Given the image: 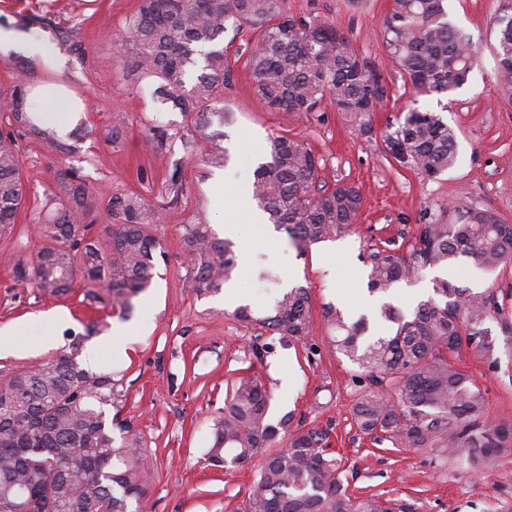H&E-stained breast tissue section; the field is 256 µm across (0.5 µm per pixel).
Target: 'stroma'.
<instances>
[{
    "mask_svg": "<svg viewBox=\"0 0 512 512\" xmlns=\"http://www.w3.org/2000/svg\"><path fill=\"white\" fill-rule=\"evenodd\" d=\"M140 0H0V20L12 19L28 36L45 41L65 60V75L83 99L82 131L66 152L48 150L35 135L22 142L20 162L27 177L28 199L18 222L25 232L14 242L0 240V374L22 371L48 361L67 342L68 332L97 323L85 343L84 360L98 372L122 375L128 390L125 416L133 419L150 457L145 512H243L255 479V464L215 468L205 460L212 425L224 413L226 389L244 375L264 380L272 393L271 423L287 420L289 432L327 430L341 461L342 475L357 494L412 499L417 512H512V455L498 458L492 475L481 478L457 468L438 469L427 451L373 441L355 425L352 408L363 390L357 365L329 343L324 313L339 308L347 321L364 309L356 298L367 291L369 255L381 248H407L420 212L431 203L491 208L512 224V82L500 73L494 55L491 21L512 13V0H445L449 21L479 50L467 83L451 95L424 94L405 85L385 54L382 20L392 0H285L288 13L335 27L362 57L373 62L391 87L390 98L376 112L373 131L356 124L330 102L304 115L271 112L253 92L255 79L237 63L224 109L233 123L224 138L198 141L196 162L182 177L184 197L168 205V166L147 153L154 124L180 130L188 117L160 104L156 80L122 72L114 39L136 13ZM38 65L23 55L0 54V91L29 87L41 80ZM440 113L454 128L458 160L448 171L427 177L396 166L383 149L381 133L388 119L405 107ZM123 113L120 137L112 135V116ZM302 137L320 160L318 185L350 183L359 187L363 207L355 228L329 242L296 247L270 224L249 223L254 207L250 184L264 162L274 133ZM227 151L224 164H208L204 155ZM80 169L100 195L139 194L162 205L163 222L155 235L168 262L141 296L130 317L110 303H91L82 282L63 295H48L17 284L4 258L7 248L35 253L40 241L31 226L53 186L58 168ZM210 225L216 235L225 226L235 251H248L249 263L234 276L236 292L256 317L272 306L279 292L308 288L314 334L304 341L281 336L237 320L235 303L223 293H204L183 268L182 240L189 225ZM279 277L264 280L263 272ZM444 277L482 293L503 297L512 317V265L494 273L472 261L435 271L424 270L388 294L389 301L412 312L415 289L431 288ZM65 310L67 325L52 327L47 315ZM127 325L133 340L116 336ZM495 340V363L463 354L458 362L472 374L485 396L490 417L512 422V321L488 320Z\"/></svg>",
    "mask_w": 512,
    "mask_h": 512,
    "instance_id": "stroma-1",
    "label": "stroma"
}]
</instances>
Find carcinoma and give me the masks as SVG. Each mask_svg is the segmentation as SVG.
<instances>
[{
    "mask_svg": "<svg viewBox=\"0 0 512 512\" xmlns=\"http://www.w3.org/2000/svg\"><path fill=\"white\" fill-rule=\"evenodd\" d=\"M444 0H393L383 21L384 47L404 81L418 92L438 95L461 88L478 51L448 22ZM250 45L245 65L255 95L271 110L310 114L326 99L352 116L358 130L373 132V113L390 98V87L367 59L334 27L289 15L283 0H140L139 9L115 44L126 70L155 78L157 99L192 117L193 129L177 135L157 128L150 152L167 161L169 193L184 195L183 150L196 140L225 135L224 85L238 59L223 37L227 23ZM498 68L512 80V17L494 18ZM21 87L0 95V238L14 231L28 191L20 165L21 141L33 133L51 151L67 150L57 129L24 108ZM385 152L399 166L435 177L455 164L457 135L434 112L409 108L382 134ZM318 159L306 143L278 133L269 138L265 162L255 170L252 199L270 223L300 246L332 241L358 223L360 189L350 183L316 188ZM46 213L36 234V256H7L15 281L46 293L70 290L75 278L91 287L86 297L130 314L135 300L157 275L166 252L153 235L161 212L137 194L99 197L81 171H57ZM112 220L96 234L91 211ZM187 278L217 292L237 266L233 244L209 225L193 224L183 239ZM462 257L495 272L512 262V224L490 208L436 204L422 210L409 248L370 255L369 292L386 294L427 267H448ZM309 291L293 287L277 297L257 322L302 341L313 335ZM505 315L492 295L473 293L437 277L432 295L412 313L384 302L375 314L387 326L369 336L361 317L347 323L327 311L333 349L356 364L367 381L353 408L357 428L379 442L427 450L436 466L486 473L512 455V422L486 414L483 391L458 368L462 349L479 360L493 357L485 321ZM85 337L76 336L52 359L0 379V512H142L149 457L143 439L120 418L127 393L121 380L84 366ZM266 386L244 377L227 392L224 415L215 420L206 460L213 467H243L258 449L287 434L285 422L268 421ZM245 512H416L407 498L357 495L345 485L329 434L309 429L288 434L285 447L262 461Z\"/></svg>",
    "mask_w": 512,
    "mask_h": 512,
    "instance_id": "carcinoma-1",
    "label": "carcinoma"
}]
</instances>
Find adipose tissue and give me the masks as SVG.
<instances>
[{"label":"adipose tissue","instance_id":"obj_1","mask_svg":"<svg viewBox=\"0 0 512 512\" xmlns=\"http://www.w3.org/2000/svg\"><path fill=\"white\" fill-rule=\"evenodd\" d=\"M0 50H15L37 60L44 77L32 86L30 95L45 121L56 126L60 134H67L83 106L63 80L59 59L52 55L47 44L33 42L10 26L0 25Z\"/></svg>","mask_w":512,"mask_h":512}]
</instances>
